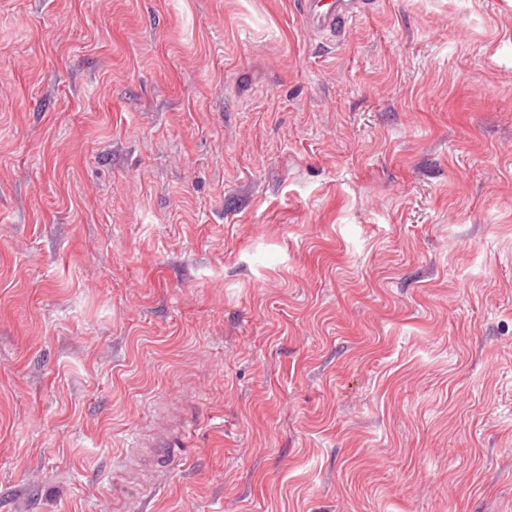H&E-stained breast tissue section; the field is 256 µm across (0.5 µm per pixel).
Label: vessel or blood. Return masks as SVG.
I'll return each instance as SVG.
<instances>
[{
  "instance_id": "1",
  "label": "vessel or blood",
  "mask_w": 512,
  "mask_h": 512,
  "mask_svg": "<svg viewBox=\"0 0 512 512\" xmlns=\"http://www.w3.org/2000/svg\"><path fill=\"white\" fill-rule=\"evenodd\" d=\"M369 7L368 0H301L299 11L310 32L331 41L340 38ZM193 426V418L187 414L163 417L149 437L134 443L122 460L125 476L120 484L127 504L142 502L145 495L144 488L128 480V472L140 469L152 477L166 473Z\"/></svg>"
}]
</instances>
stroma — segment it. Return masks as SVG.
<instances>
[{
  "label": "stroma",
  "instance_id": "stroma-1",
  "mask_svg": "<svg viewBox=\"0 0 512 512\" xmlns=\"http://www.w3.org/2000/svg\"><path fill=\"white\" fill-rule=\"evenodd\" d=\"M512 512V0H0V512ZM371 5L363 0H301L299 11L310 32L331 41L339 39ZM159 419L153 433L135 442L121 461L119 481L128 505L141 503L147 493V490L128 480V471L140 469L146 471L149 478L166 473L194 426L193 417L188 414L167 415Z\"/></svg>",
  "mask_w": 512,
  "mask_h": 512
}]
</instances>
